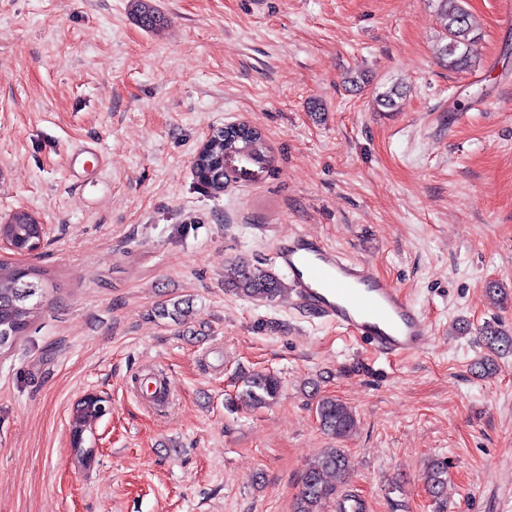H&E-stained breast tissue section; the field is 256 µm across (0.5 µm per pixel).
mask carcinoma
<instances>
[{
  "label": "carcinoma",
  "mask_w": 512,
  "mask_h": 512,
  "mask_svg": "<svg viewBox=\"0 0 512 512\" xmlns=\"http://www.w3.org/2000/svg\"><path fill=\"white\" fill-rule=\"evenodd\" d=\"M436 8L443 24L444 44L439 49L441 60L450 70L463 69L472 63L477 36L462 0H436ZM267 152L262 133L246 124L231 130H218L210 138L204 157L196 164L197 178L216 192L224 191V158L234 155L244 162H260ZM43 234L42 225L25 211L15 213L8 222L0 223V237L22 250H33ZM42 272L0 261V348L9 349L27 331L41 313L47 288ZM224 284L236 293L256 299L272 301L286 288L272 271L239 261L224 272ZM482 342L495 356L512 353V333L498 324L488 322L480 329ZM242 389L232 403L249 409H259L277 400L281 391L279 379L272 373L252 372L242 377ZM316 414L321 429L342 438L356 427L353 412L343 402L323 397L317 401ZM102 417L98 409L75 404L69 419L71 443L85 444V433L92 431L94 422ZM347 457L340 448H328L306 468L301 490L294 502L293 512H323L327 501L336 497V486L327 480L331 474L347 470ZM448 482V465L433 461L427 470L429 493L438 498Z\"/></svg>",
  "instance_id": "carcinoma-1"
}]
</instances>
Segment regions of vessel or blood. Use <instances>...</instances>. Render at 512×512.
I'll use <instances>...</instances> for the list:
<instances>
[{
	"label": "vessel or blood",
	"instance_id": "b4317fda",
	"mask_svg": "<svg viewBox=\"0 0 512 512\" xmlns=\"http://www.w3.org/2000/svg\"><path fill=\"white\" fill-rule=\"evenodd\" d=\"M274 261L290 275L298 304L389 359L420 352L432 338L426 316L365 261L298 232L279 240Z\"/></svg>",
	"mask_w": 512,
	"mask_h": 512
}]
</instances>
